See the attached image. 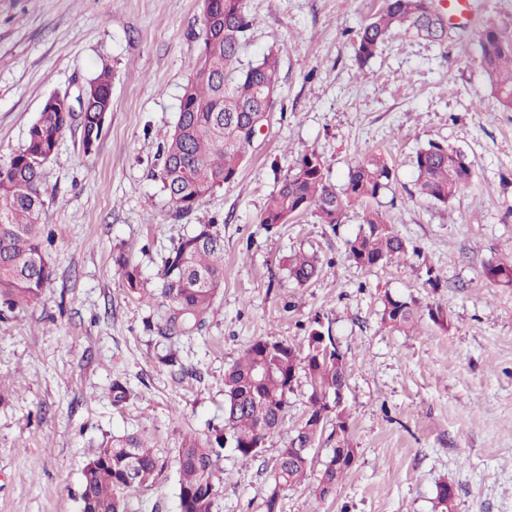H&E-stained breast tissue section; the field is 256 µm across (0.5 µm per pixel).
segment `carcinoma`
Listing matches in <instances>:
<instances>
[{"label":"carcinoma","instance_id":"obj_1","mask_svg":"<svg viewBox=\"0 0 512 512\" xmlns=\"http://www.w3.org/2000/svg\"><path fill=\"white\" fill-rule=\"evenodd\" d=\"M435 11V0H385L353 44L356 59H371L394 28L414 29L431 41H444L447 32ZM252 25L244 0L203 2L201 51L183 86L174 131L159 145L157 154V177L177 218L190 215L217 188L236 179L255 138L250 122L244 120V109L263 98L265 89L279 90V60L274 52L246 68L239 67V52ZM476 39L497 102L512 111V30L488 23L476 32ZM111 95L112 70L104 66L83 86L84 111L40 112L21 149L0 163V302L10 311L40 302L52 275L51 230L41 223L46 194L43 168L54 158L60 136L75 119L85 153L93 152L106 122L102 109ZM413 164L419 194L436 202H448L473 179L465 154L446 144L429 143L416 153ZM392 176L386 158L371 154L350 169L346 183L337 189L327 179L322 157L305 152L267 198L259 223L270 230L308 212L321 224H338L348 208L376 199ZM408 254V242L374 209L366 211L359 232L346 247L347 258L365 268L405 259ZM116 264L126 288L138 292L142 281L138 266L122 255ZM283 266L288 280L300 287L314 283L322 268L317 254L304 251L286 256ZM486 277L512 286V266H490ZM160 279L165 313L157 356L159 362L183 371L172 340L202 329L224 285V237L216 225L198 224L179 239L164 260ZM381 304L380 321L388 329L410 330L420 318L414 299L387 293ZM301 377L308 386L305 418L288 446L278 451L266 512H279L281 492L308 479L313 458L293 449L319 439L327 422L335 420L341 447H351L344 410L330 413L325 402L336 387L346 384V364L336 363V340L316 317L306 329L303 349L275 337L262 338L224 371L222 427L205 438L183 436L175 458L179 512H213L220 493L216 472L224 446L231 445L246 460L261 454L279 433L288 414V395ZM335 460L333 451L311 483L317 500L332 497L352 468L350 464L338 468ZM168 465L137 434L111 437L85 466L80 512H127L124 492L156 482ZM454 500L448 484H441L433 501L434 512H453Z\"/></svg>","mask_w":512,"mask_h":512}]
</instances>
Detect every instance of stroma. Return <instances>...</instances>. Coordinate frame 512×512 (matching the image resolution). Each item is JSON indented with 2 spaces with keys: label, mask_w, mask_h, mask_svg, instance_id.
Wrapping results in <instances>:
<instances>
[{
  "label": "stroma",
  "mask_w": 512,
  "mask_h": 512,
  "mask_svg": "<svg viewBox=\"0 0 512 512\" xmlns=\"http://www.w3.org/2000/svg\"><path fill=\"white\" fill-rule=\"evenodd\" d=\"M383 0H246L254 20L239 60L267 51L280 88L234 182L178 219L154 176L199 53L202 0H0V162L24 144L46 99L112 69V109L92 153L71 125L43 171L42 221L55 239L40 303L0 317V512H78L87 460L110 437L142 433L174 459L181 435L222 425L224 371L267 336L303 346L313 317L329 326L348 369L343 408L355 463L333 497L286 490L281 512H432L441 482L454 512H512V112L500 109L474 31L512 17V0H467L446 13L449 37L390 32L361 63L353 42ZM462 150L470 187L448 203L418 194L414 157L429 143ZM316 152L342 187L370 153L395 176L370 201L414 247L362 268L345 255L361 206L329 226L304 213L267 230L262 208L300 153ZM194 224L224 238V286L213 315L179 348L192 374L157 358L163 259ZM317 253L319 279L289 281L296 250ZM142 273L130 293L115 258ZM442 283L430 287L427 268ZM447 309L409 332L380 323L381 298ZM131 392L112 403L113 380ZM307 387L260 457L224 448L214 512H266L270 467L300 426ZM175 468L128 491L129 512H177Z\"/></svg>",
  "instance_id": "35a3bbf8"
}]
</instances>
